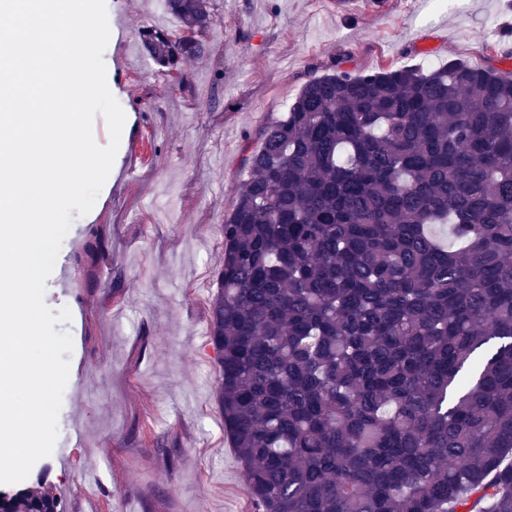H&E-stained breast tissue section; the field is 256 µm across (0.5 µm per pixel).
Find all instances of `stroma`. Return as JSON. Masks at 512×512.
Returning <instances> with one entry per match:
<instances>
[{"mask_svg": "<svg viewBox=\"0 0 512 512\" xmlns=\"http://www.w3.org/2000/svg\"><path fill=\"white\" fill-rule=\"evenodd\" d=\"M104 63L127 122L93 209L74 216L46 281L69 307L70 373L45 483L63 512H252L214 395L208 313L222 224L262 130L328 70L432 69L459 59L512 71L505 0H214L208 55L178 87L142 52L145 26L177 30L159 0H106ZM97 476L84 494L86 472Z\"/></svg>", "mask_w": 512, "mask_h": 512, "instance_id": "obj_1", "label": "stroma"}]
</instances>
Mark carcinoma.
<instances>
[{
    "label": "carcinoma",
    "mask_w": 512,
    "mask_h": 512,
    "mask_svg": "<svg viewBox=\"0 0 512 512\" xmlns=\"http://www.w3.org/2000/svg\"><path fill=\"white\" fill-rule=\"evenodd\" d=\"M162 3L179 32L139 37L171 72L217 19ZM262 137L209 305L254 512H512V76L332 71Z\"/></svg>",
    "instance_id": "cac0c4a2"
}]
</instances>
